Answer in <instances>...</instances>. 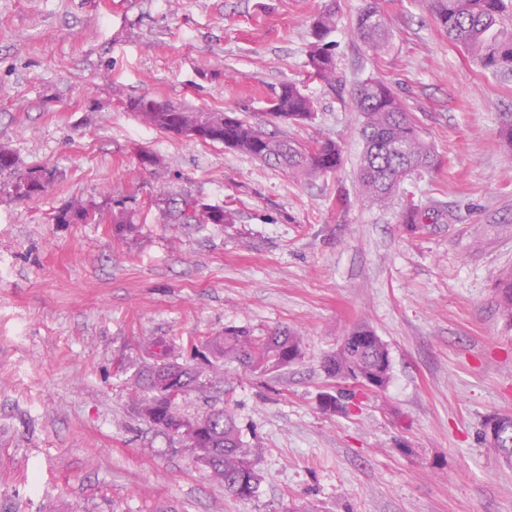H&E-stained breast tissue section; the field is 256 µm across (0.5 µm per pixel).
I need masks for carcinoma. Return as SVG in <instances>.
<instances>
[{
  "label": "carcinoma",
  "instance_id": "obj_1",
  "mask_svg": "<svg viewBox=\"0 0 512 512\" xmlns=\"http://www.w3.org/2000/svg\"><path fill=\"white\" fill-rule=\"evenodd\" d=\"M431 9L437 24L448 38L464 48L484 72L493 76L512 73V30L506 17L512 16V0H432ZM336 28V13L328 10L314 17L312 41L306 51V78L330 83L336 77L334 42L329 36ZM357 38L374 54L385 51L390 34L375 2L360 12L355 26ZM137 117L161 132L169 131L178 118L198 116L210 122L208 141L246 154L271 167L279 168L297 179L328 173L341 165V149L333 140L311 144L295 143L284 135L266 131L245 118H224L222 112H200L182 105L160 103L146 97L128 101ZM356 108L362 117L363 152L360 179L366 197L377 204L386 203L401 179L437 165L434 151L422 139L418 125L393 90L384 82L369 79L360 86ZM266 111L279 122H303L312 119L315 103L303 86L288 82L280 85L266 100ZM46 166L38 165L20 172L12 151L0 147V174L14 175L12 192L19 199H29L46 192L54 179L42 180ZM431 208L409 207L404 223L415 231L430 215ZM97 205L70 206L55 216L59 224H93L99 219ZM181 223L231 224L232 211L193 197L181 199L173 210ZM116 235L136 232L132 216L123 207L112 213ZM499 306L512 321V272L505 275L498 289ZM213 358L218 362H237L256 371H276L302 356V340L282 329L265 336H252L241 330H224V335L210 341ZM327 373L336 378L357 381L376 389L390 379L391 364L387 347L366 326L356 327L340 349L325 362ZM201 371L164 359L163 369L148 363L136 374L135 388L140 393V413L155 427L171 433V438L193 449L198 459L209 467L214 480L224 486V493L247 500L254 496L257 474L252 449L246 447L235 419L227 409H211L187 414L172 405L168 391L178 387L184 395L202 393ZM180 427L171 431L174 420ZM492 446L512 463V417L503 420L501 434Z\"/></svg>",
  "mask_w": 512,
  "mask_h": 512
}]
</instances>
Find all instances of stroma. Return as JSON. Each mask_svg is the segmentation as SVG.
I'll return each mask as SVG.
<instances>
[{"label":"stroma","instance_id":"35a3bbf8","mask_svg":"<svg viewBox=\"0 0 512 512\" xmlns=\"http://www.w3.org/2000/svg\"><path fill=\"white\" fill-rule=\"evenodd\" d=\"M366 0H0V145L19 170L56 171L21 200L0 175V512H512V465L485 422L512 416V76L451 43L429 0H376L381 54L354 33ZM336 11V80L306 83L313 18ZM386 82L439 156L385 206L360 182L358 85ZM305 83L300 143L331 139L332 173L297 180L248 155L160 132L123 103L148 97L266 124L265 99ZM157 158L141 169L138 148ZM349 203L339 207L338 191ZM233 209L232 224H178L171 199ZM94 203L96 224H58ZM438 223L410 232L413 204ZM137 235L116 236L117 206ZM386 345L391 379L348 390L322 366L356 326ZM236 327L287 329L301 361L266 374L221 367L188 414L229 407L254 449L252 499L227 495L194 453L142 416L145 342L202 364Z\"/></svg>","mask_w":512,"mask_h":512}]
</instances>
